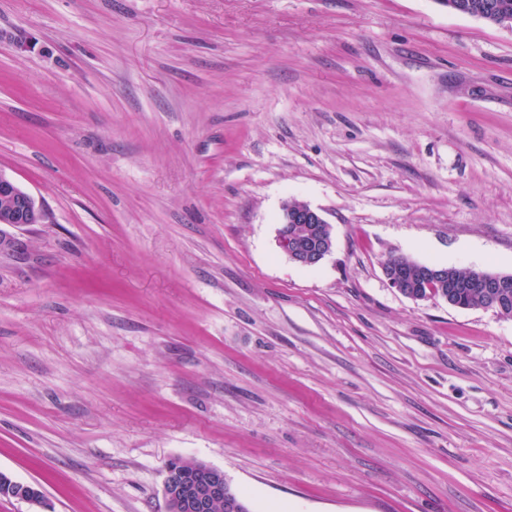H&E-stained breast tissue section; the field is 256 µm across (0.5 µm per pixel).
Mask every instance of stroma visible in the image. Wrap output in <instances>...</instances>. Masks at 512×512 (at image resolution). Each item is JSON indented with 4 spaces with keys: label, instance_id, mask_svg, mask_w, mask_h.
Instances as JSON below:
<instances>
[{
    "label": "stroma",
    "instance_id": "stroma-1",
    "mask_svg": "<svg viewBox=\"0 0 512 512\" xmlns=\"http://www.w3.org/2000/svg\"><path fill=\"white\" fill-rule=\"evenodd\" d=\"M0 472L41 505L512 512V318L392 255L512 273V29L438 0H0ZM333 249L280 248L284 202ZM0 199L5 200V205L0 207V252L18 254L23 250L21 240L4 227L44 224L47 214L29 194L4 175H0ZM329 231V237L322 233ZM277 238L288 258L303 267H315L332 251L331 228L322 213L296 200L282 205ZM404 265L407 267L409 275H414V266L409 263L408 258L404 256L393 255L388 258L385 265ZM383 266L384 274L391 285L392 288H395L400 294L406 293V288H419V281L427 282L430 280H439L450 282L448 271L454 276L456 282V292H457V301L459 308H484L495 310L494 307L491 306V302L488 297L481 292L478 288H474L472 285L471 278L469 276V269H458L453 266H448V268H444L441 266L433 265V264H419V268L417 270L416 280H408V278L404 275L402 270L399 267H385ZM224 472L206 463L201 466L200 478L193 484H180L172 480L168 469L164 480V496L170 512H244L242 503L225 498ZM214 504L212 510L211 505Z\"/></svg>",
    "mask_w": 512,
    "mask_h": 512
}]
</instances>
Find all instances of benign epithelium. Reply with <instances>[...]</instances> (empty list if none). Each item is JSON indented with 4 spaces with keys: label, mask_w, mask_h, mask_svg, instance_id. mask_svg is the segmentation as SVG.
<instances>
[{
    "label": "benign epithelium",
    "mask_w": 512,
    "mask_h": 512,
    "mask_svg": "<svg viewBox=\"0 0 512 512\" xmlns=\"http://www.w3.org/2000/svg\"><path fill=\"white\" fill-rule=\"evenodd\" d=\"M469 8L475 10L476 17L481 20L512 28L510 15H496L487 5L471 4ZM0 199L5 200V205L0 207V252L18 254L22 250V242L9 233L8 229L43 224L47 214L29 194L2 174ZM325 230H330L329 223L319 210L309 204L291 200L282 205L277 238L292 262L303 267L320 264L333 247L332 237L323 235ZM383 271L391 287L401 294L406 293L408 288L418 287L420 281L449 279L448 269L433 264H419L414 280L408 279L398 267H385ZM474 272L477 273L475 282L486 290L492 303L500 309L506 307L508 301L499 295V289L512 281V274L493 273L477 268ZM226 482L222 470L206 463L202 464L200 478L193 484L177 483L172 480L171 474H166L164 496L168 512H211V505L217 500L224 501V512H242L243 505L239 500L224 496Z\"/></svg>",
    "instance_id": "benign-epithelium-1"
}]
</instances>
